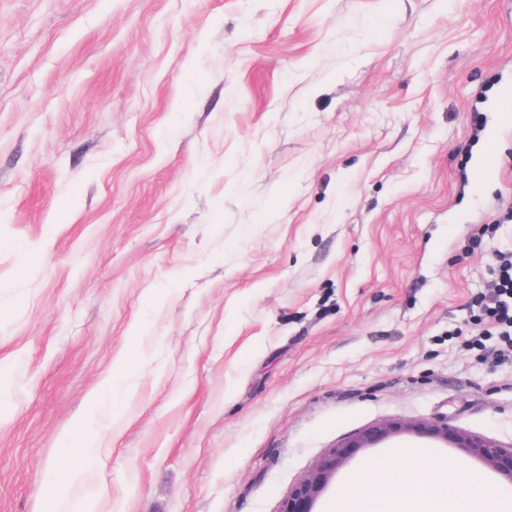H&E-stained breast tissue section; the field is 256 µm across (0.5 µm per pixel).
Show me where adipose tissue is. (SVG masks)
Listing matches in <instances>:
<instances>
[{
    "label": "adipose tissue",
    "instance_id": "ef3b65f1",
    "mask_svg": "<svg viewBox=\"0 0 512 512\" xmlns=\"http://www.w3.org/2000/svg\"><path fill=\"white\" fill-rule=\"evenodd\" d=\"M97 402H90L81 424L62 435L67 453L42 495L47 512H93L84 486L100 449L95 428ZM333 512H512V495L468 468L436 460L423 448H400L374 466L361 469L332 505Z\"/></svg>",
    "mask_w": 512,
    "mask_h": 512
}]
</instances>
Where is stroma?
Instances as JSON below:
<instances>
[{"label":"stroma","mask_w":512,"mask_h":512,"mask_svg":"<svg viewBox=\"0 0 512 512\" xmlns=\"http://www.w3.org/2000/svg\"><path fill=\"white\" fill-rule=\"evenodd\" d=\"M501 0H0V512L102 396L95 512H279L384 421L512 445ZM403 433L337 470L326 512ZM491 290L489 299L483 300L489 325L484 334L499 336L512 352V256L501 257L497 281Z\"/></svg>","instance_id":"35a3bbf8"}]
</instances>
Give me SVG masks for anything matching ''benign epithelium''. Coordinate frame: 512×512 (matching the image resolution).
<instances>
[{
	"label": "benign epithelium",
	"mask_w": 512,
	"mask_h": 512,
	"mask_svg": "<svg viewBox=\"0 0 512 512\" xmlns=\"http://www.w3.org/2000/svg\"><path fill=\"white\" fill-rule=\"evenodd\" d=\"M442 441L468 458H476L512 484V447L504 448L493 441L448 428L446 425L384 422L365 428L359 434L331 449L296 485L288 490L279 512H314L317 498L336 470L363 448H371L401 432Z\"/></svg>",
	"instance_id": "benign-epithelium-1"
}]
</instances>
